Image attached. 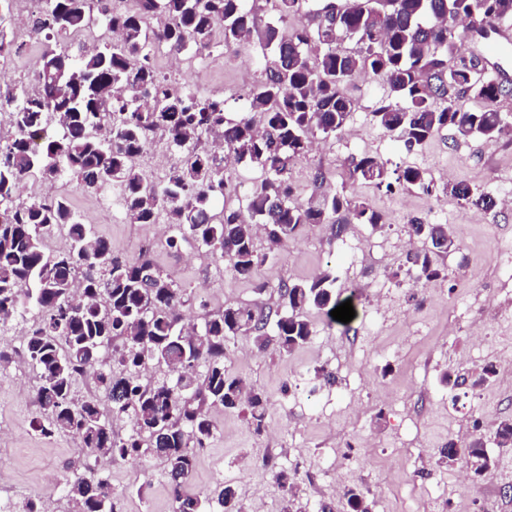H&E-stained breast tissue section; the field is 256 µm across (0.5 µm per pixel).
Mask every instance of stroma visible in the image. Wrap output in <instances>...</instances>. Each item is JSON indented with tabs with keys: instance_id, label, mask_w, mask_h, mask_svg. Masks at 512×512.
<instances>
[{
	"instance_id": "1",
	"label": "stroma",
	"mask_w": 512,
	"mask_h": 512,
	"mask_svg": "<svg viewBox=\"0 0 512 512\" xmlns=\"http://www.w3.org/2000/svg\"><path fill=\"white\" fill-rule=\"evenodd\" d=\"M213 53L207 66L184 70L179 82L189 88L209 86L223 94L227 111H235L265 76L260 43L233 50L217 46ZM347 92L356 102L348 126L360 134L316 136V149L295 166L299 201L311 194L316 170L331 172L328 187L333 190L340 186L336 169L345 159L364 154L392 168L425 169L435 190L427 195L402 187L356 186V194L384 214V227L358 224L336 239L330 225H306L285 251L260 268V277L275 286L334 267L337 291L345 297L357 247L379 245L375 266L364 270L371 288L354 297L355 317L349 325L318 326L308 344L286 356L259 352L244 336L230 341L226 369L267 393L269 414L258 433L243 410H215L217 432L208 448L197 453L190 488L207 491L230 483L238 490L240 512H254L258 503L263 512H279L275 476L285 469L296 478L305 512H317L320 500L334 497L333 478L342 470L380 512H455L454 481L463 462L433 467L425 454L447 445L449 415L481 419L488 437L500 420L512 418V382L498 380L472 391L451 389L441 381L444 372H455L464 363L479 367L490 362L512 372V310L488 324L482 316L498 301L484 292V281L498 280L512 292V256H492L501 238L512 235V209H478L458 201L444 186L463 180L496 197L512 193V137L490 144L447 129L410 151L371 120L385 95L382 79L358 77ZM56 188L115 252L134 256L143 248L148 226L112 219L100 211L98 196L83 193L76 183L62 181ZM414 216L465 225L457 250L439 258L447 279L417 283L401 273L402 252L389 241L407 236ZM200 251L188 241L176 252H154L164 270L188 285L185 321L198 326L205 312L258 301L251 284L232 278L224 265L204 277ZM375 291L387 296L385 313L374 306ZM320 369L334 373L335 384L318 381ZM6 377L0 385V459L6 463L0 483L40 492L49 497L52 512H70L61 476L67 467L93 469L97 462L73 438L45 437L34 430L35 375L23 357H16ZM354 397L361 407L351 406ZM272 448L281 455L269 467L265 460ZM489 450L495 468L471 482V512H512V447L493 444ZM111 474L113 487L124 496L122 512H172L162 460L137 468L116 465Z\"/></svg>"
}]
</instances>
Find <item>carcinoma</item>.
Listing matches in <instances>:
<instances>
[{"label": "carcinoma", "instance_id": "cac0c4a2", "mask_svg": "<svg viewBox=\"0 0 512 512\" xmlns=\"http://www.w3.org/2000/svg\"><path fill=\"white\" fill-rule=\"evenodd\" d=\"M132 2L117 11L114 0H98L94 18L88 0H44L31 20L43 36L40 91L30 96L9 84L0 89V107L12 112L14 123V132L0 138V335L29 324L22 354L37 374L33 427L41 435H69L114 465L161 459L173 512H235L237 493L230 484L215 496L186 491L196 451L210 444L217 429L212 411L242 406L255 430L265 423L268 397L227 372V343L246 336L257 350L272 346L281 356L309 343L316 335L309 312L327 327L336 324L330 312L342 300L335 270L279 284L275 311L228 306L189 331L181 312L185 289L150 249L118 254L81 222L67 196L49 203L22 200L21 185L33 179L52 186L68 177L83 191L102 194L117 181L129 223L156 224L163 217L176 230L168 249L192 240L224 262L231 276L251 279L268 258L255 245L260 232L274 252L305 224H331L338 237L354 224L384 225L383 215L347 193L348 187L389 190L397 184L432 192L425 170L391 171L364 154L344 161L341 190L320 191L330 175L318 169L308 200L294 198L291 173L314 134H341L349 122L355 102L345 86L353 78L384 81L386 94L372 121L409 150L445 128L488 143L512 132V119L498 106L512 86L480 75V58L463 52L456 35L457 25L473 16L512 22V0H323L316 9L309 0H276L280 22L294 23L286 30L270 24L260 36L265 78L250 90L248 108L232 117L224 98L160 76L150 46L206 51L221 27L224 47L236 48L252 38L260 0ZM95 20L117 37L93 47L68 41ZM341 39L356 48L338 46ZM464 95L481 100L482 107L459 109ZM52 122L60 132L45 140ZM153 135L164 137L174 156L159 183L131 163ZM208 135L222 140L235 160L262 171L243 209L215 210L229 176L220 157L199 148ZM452 195L485 210L495 207L491 196L463 181L453 184ZM58 230L69 240L64 250L47 247ZM408 230L423 247L407 253L406 272L424 282L447 279L437 256L457 249L450 225L413 217ZM89 371L96 376L94 400L80 388ZM493 374L491 364L464 367L454 373L453 386L473 391ZM125 416L131 431L114 434L112 420ZM494 442L512 447V418L498 423ZM458 459L478 478L494 467L481 434L462 448L449 443L435 464L447 467ZM276 480L281 512H299L295 478L280 472ZM63 491L72 512H120L119 494L106 478L69 469ZM343 497L349 512H372L362 489L349 487Z\"/></svg>", "mask_w": 512, "mask_h": 512}]
</instances>
